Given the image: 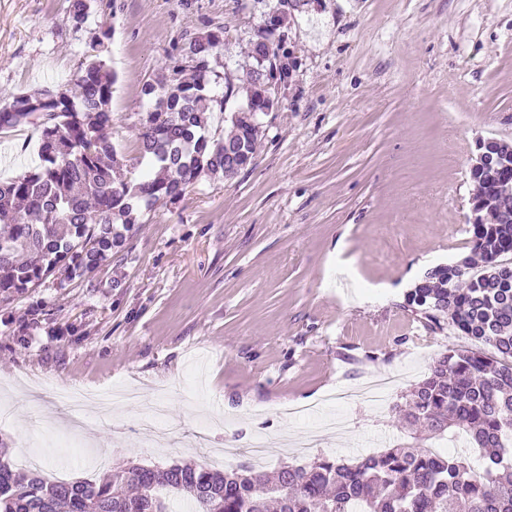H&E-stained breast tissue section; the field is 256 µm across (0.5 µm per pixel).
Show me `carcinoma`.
Here are the masks:
<instances>
[{
  "label": "carcinoma",
  "mask_w": 512,
  "mask_h": 512,
  "mask_svg": "<svg viewBox=\"0 0 512 512\" xmlns=\"http://www.w3.org/2000/svg\"><path fill=\"white\" fill-rule=\"evenodd\" d=\"M89 0H71L73 26L89 17ZM223 43L217 32L189 42L186 58L196 80L147 83L154 110L140 119L139 158L161 174L137 183L115 166L112 75L88 55L77 79L79 94H20L0 111V129L24 122L41 127L40 165L28 174L0 181V299L9 300L55 277L59 287L112 262L135 232L140 216L160 202L180 200L203 176L235 175L230 154L252 164L258 124L235 114L230 132L213 140L202 132L200 113L221 98L205 93L208 58ZM247 103L263 107L270 87L263 71L271 52L252 47ZM476 198L492 222L472 228V258L456 267L438 266L408 293L406 305L440 326L452 325L497 357L450 348L410 391L399 409L410 428L435 437L456 426L463 447L478 451L481 466L462 454L445 455L419 443L394 445L353 463L321 458L310 465L287 464L273 472L219 470L203 464L165 468L130 466L103 478L54 482L39 472L0 460V512H173L163 493L190 499L193 512H512V196L500 195L496 181L475 173Z\"/></svg>",
  "instance_id": "cac0c4a2"
}]
</instances>
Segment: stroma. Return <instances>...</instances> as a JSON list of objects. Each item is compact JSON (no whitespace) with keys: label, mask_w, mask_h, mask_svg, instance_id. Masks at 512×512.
<instances>
[{"label":"stroma","mask_w":512,"mask_h":512,"mask_svg":"<svg viewBox=\"0 0 512 512\" xmlns=\"http://www.w3.org/2000/svg\"><path fill=\"white\" fill-rule=\"evenodd\" d=\"M0 0V108L16 95L75 92L97 51L115 79L111 136L133 170L144 84L170 73L189 40L219 31L209 89L246 101L249 53L268 38L293 62L281 104L261 116L252 166L202 177L142 217L89 278L0 302V445L36 456L52 481L133 464L251 466L369 456L410 432L397 404L450 348L405 306L414 283L472 253L466 217L477 137L512 142V0ZM284 23L267 32L271 17ZM110 30L101 45L99 28ZM35 126L0 132V179L37 163ZM391 372L384 401L318 408L329 392ZM131 388L135 404L71 432L59 390ZM164 397L176 426L146 445L145 403ZM314 405L309 417L284 415ZM317 447L299 448L304 434Z\"/></svg>","instance_id":"1"}]
</instances>
